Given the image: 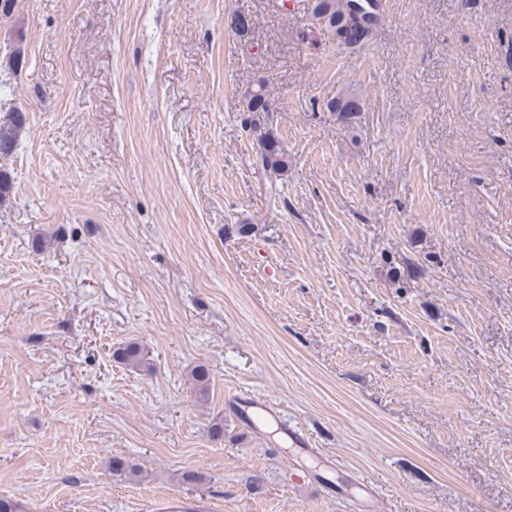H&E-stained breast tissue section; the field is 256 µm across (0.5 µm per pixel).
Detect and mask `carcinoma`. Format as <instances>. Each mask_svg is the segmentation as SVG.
Listing matches in <instances>:
<instances>
[{
  "mask_svg": "<svg viewBox=\"0 0 512 512\" xmlns=\"http://www.w3.org/2000/svg\"><path fill=\"white\" fill-rule=\"evenodd\" d=\"M356 0H315L312 16L316 22L336 37L338 44L354 48L361 45L380 17L374 13L363 31H357L358 17L355 12ZM270 92L264 81L260 80L244 92L243 119L245 127L253 133L258 146L257 157L262 167L272 174L280 175L288 169V153L272 129L269 106ZM330 112L349 117L363 111L360 100L355 98L332 99L326 103ZM16 125H0V156H7L14 150ZM115 357L131 367H140L145 363V355L140 346L130 342L114 352ZM192 385L199 400L209 396L210 374L206 367L198 366L191 373Z\"/></svg>",
  "mask_w": 512,
  "mask_h": 512,
  "instance_id": "1",
  "label": "carcinoma"
}]
</instances>
